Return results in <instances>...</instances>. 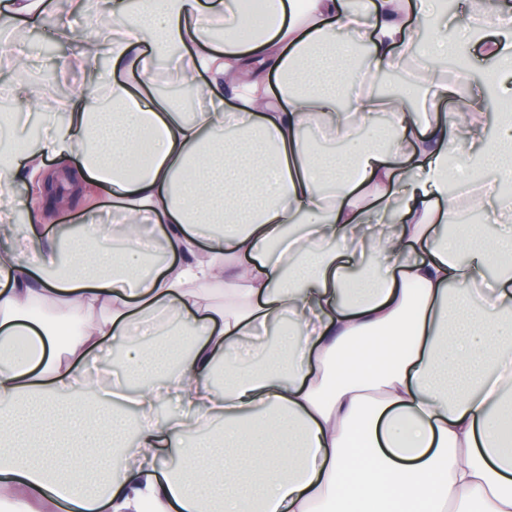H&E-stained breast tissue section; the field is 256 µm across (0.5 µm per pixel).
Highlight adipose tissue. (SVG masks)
Segmentation results:
<instances>
[{"label":"adipose tissue","mask_w":512,"mask_h":512,"mask_svg":"<svg viewBox=\"0 0 512 512\" xmlns=\"http://www.w3.org/2000/svg\"><path fill=\"white\" fill-rule=\"evenodd\" d=\"M434 3L268 0L272 24L242 39L238 0H105L111 37L65 63L111 104L71 93L49 138L0 154L10 185L80 155L65 178L106 187L121 217L51 236L0 216V339L27 345L0 366V512H512V271L486 275L512 232L458 223L448 194L454 152L512 171V114L481 106L512 98V0L442 45ZM469 45L493 62L488 89L421 74L418 107L356 87ZM172 46L200 88L191 120L152 87ZM285 315L294 330L243 365ZM111 345L117 403L86 382ZM66 395L89 411L61 421ZM170 397L183 417L154 420ZM215 417L220 433L188 441Z\"/></svg>","instance_id":"obj_1"}]
</instances>
